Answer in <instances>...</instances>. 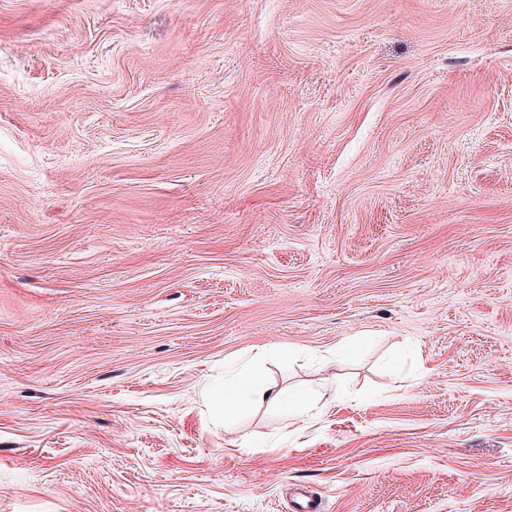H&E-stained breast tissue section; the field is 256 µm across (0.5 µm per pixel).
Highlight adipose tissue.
Instances as JSON below:
<instances>
[{
    "label": "adipose tissue",
    "mask_w": 512,
    "mask_h": 512,
    "mask_svg": "<svg viewBox=\"0 0 512 512\" xmlns=\"http://www.w3.org/2000/svg\"><path fill=\"white\" fill-rule=\"evenodd\" d=\"M213 402L228 414L246 404L266 402L278 405L287 415L296 417L301 413L302 398L298 395H284L264 378L244 369L234 380L226 382L223 390L214 393Z\"/></svg>",
    "instance_id": "ef3b65f1"
}]
</instances>
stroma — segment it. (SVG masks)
<instances>
[{"label":"stroma","mask_w":512,"mask_h":512,"mask_svg":"<svg viewBox=\"0 0 512 512\" xmlns=\"http://www.w3.org/2000/svg\"><path fill=\"white\" fill-rule=\"evenodd\" d=\"M295 485L512 512V0H0V512ZM215 406L224 409V415L231 414L246 404H276L283 408L288 418L293 419L302 414V396L288 395L286 397L280 389L268 383L264 378L247 369L240 371L238 376L224 383V390L213 394Z\"/></svg>","instance_id":"35a3bbf8"}]
</instances>
